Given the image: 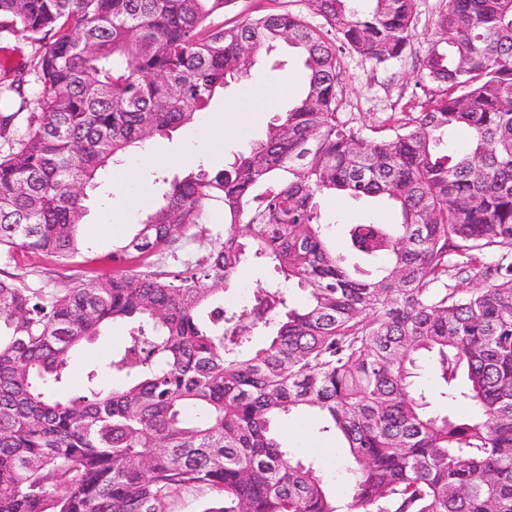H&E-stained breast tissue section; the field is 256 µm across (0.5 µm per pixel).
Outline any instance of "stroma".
I'll return each mask as SVG.
<instances>
[{
    "mask_svg": "<svg viewBox=\"0 0 512 512\" xmlns=\"http://www.w3.org/2000/svg\"><path fill=\"white\" fill-rule=\"evenodd\" d=\"M445 5L446 0H416L414 35L401 57L388 66H378L351 51H342V81L337 90L340 112L353 118L355 124L379 129L385 135L398 113L420 111L433 85L423 76L419 61L431 46L438 15ZM283 12L302 16L312 25L323 23L309 0H233L224 11L223 22L231 27L248 18ZM250 83L281 90L283 97L279 107L288 109L303 93L302 59L287 42H279L253 68L247 83L231 84L223 96L211 102L207 125L189 124L171 136L151 139L152 159L137 169L136 188L155 194L154 179L161 169L170 176L200 166L209 171L222 169L238 154L264 139L275 115L260 111L255 119H248L244 100L246 86ZM123 172L120 164L107 166L100 172L98 181L102 194L91 198L88 214L79 226L85 258L91 260L93 267L108 273L113 270L108 259L113 246L136 233L143 213L142 208L122 206V195L114 190L115 184L122 182ZM321 209L334 221L332 241L337 252L343 254L349 251V225L367 218L386 224L394 221L392 209L380 203L325 198ZM3 270L23 274L34 288H59L86 277L84 267H64L31 254L17 256L13 261L0 257V271ZM276 280L271 267L246 263L224 292L225 308L239 310L250 305L257 289L270 286ZM128 329V323H113L94 343L74 351L68 369L70 394L83 390L87 366L104 364L123 348ZM323 425L320 415L293 414L281 419L277 430L291 457L315 462L330 486L342 495L346 492L341 479L343 442L335 433L324 431Z\"/></svg>",
    "mask_w": 512,
    "mask_h": 512,
    "instance_id": "1",
    "label": "stroma"
}]
</instances>
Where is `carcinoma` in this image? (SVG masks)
Wrapping results in <instances>:
<instances>
[{"instance_id": "carcinoma-1", "label": "carcinoma", "mask_w": 512, "mask_h": 512, "mask_svg": "<svg viewBox=\"0 0 512 512\" xmlns=\"http://www.w3.org/2000/svg\"><path fill=\"white\" fill-rule=\"evenodd\" d=\"M231 0H0V29L39 45L29 72L0 76V257L78 263L79 225L99 169L205 112L281 40L304 58L303 96L229 166L169 178L117 270L34 289L0 273V512H168L206 486L204 512H512V0H447L448 35L420 62L439 88L392 133L338 112L336 50L399 58L416 0H311L233 27ZM33 74L41 92L24 85ZM468 133L470 150L442 149ZM393 206L397 223L348 230L367 267L330 246L326 196ZM220 203L228 222L203 223ZM214 240L178 271L146 260L187 233ZM249 258L307 291L299 308L265 288L241 311L219 304ZM476 271L484 288H465ZM132 323L104 369L123 383L61 396L71 354L116 320ZM270 327L266 342L252 336ZM434 357L440 401L419 391ZM313 412L348 452L349 497L274 431ZM215 493L203 487H186L178 490L170 498L169 512H202L213 506Z\"/></svg>"}]
</instances>
